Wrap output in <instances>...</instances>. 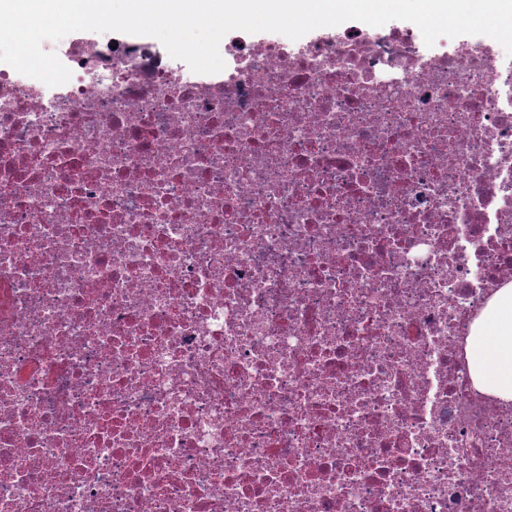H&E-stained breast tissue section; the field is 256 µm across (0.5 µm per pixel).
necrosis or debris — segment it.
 Instances as JSON below:
<instances>
[{"label": "necrosis or debris", "mask_w": 512, "mask_h": 512, "mask_svg": "<svg viewBox=\"0 0 512 512\" xmlns=\"http://www.w3.org/2000/svg\"><path fill=\"white\" fill-rule=\"evenodd\" d=\"M64 54L0 72V512H512L504 47ZM467 353L477 389L512 403V283L494 295L468 338Z\"/></svg>", "instance_id": "obj_1"}]
</instances>
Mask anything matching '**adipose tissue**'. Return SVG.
Instances as JSON below:
<instances>
[{"label":"adipose tissue","instance_id":"1","mask_svg":"<svg viewBox=\"0 0 512 512\" xmlns=\"http://www.w3.org/2000/svg\"><path fill=\"white\" fill-rule=\"evenodd\" d=\"M467 353L477 389L512 403V283L494 295L468 339Z\"/></svg>","mask_w":512,"mask_h":512}]
</instances>
